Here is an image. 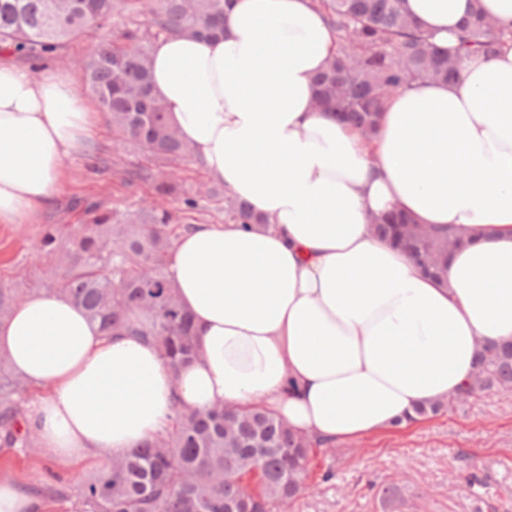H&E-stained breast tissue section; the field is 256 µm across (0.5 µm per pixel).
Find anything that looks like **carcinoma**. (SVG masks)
<instances>
[{
	"instance_id": "cac0c4a2",
	"label": "carcinoma",
	"mask_w": 512,
	"mask_h": 512,
	"mask_svg": "<svg viewBox=\"0 0 512 512\" xmlns=\"http://www.w3.org/2000/svg\"><path fill=\"white\" fill-rule=\"evenodd\" d=\"M129 0H0V48L27 57L63 51L85 30ZM230 0H158L143 25L102 37L83 61L84 85L112 124L125 149H147L162 164L193 154L177 135L152 90V35L216 38L224 31ZM336 34L337 50L316 79L315 100L366 136L377 133L389 98L412 84L449 83L463 57L490 56L512 32L474 12L439 49L412 22L404 0H314ZM238 224L266 220L224 188H207ZM87 224L45 229L40 246L56 257L44 272L45 287L82 307L100 330L151 337L174 370L196 355L189 313L181 306L167 270L174 216L157 205L122 218L92 204ZM413 219L392 211L376 218L378 234L407 251L433 275L448 255L451 225L432 226V236L404 237ZM18 293L0 289V319ZM150 325L137 328L131 314ZM26 382L0 367V447L21 452L37 443L23 406ZM512 391V344L483 342L472 376L448 399L417 409L419 419L491 392ZM321 444L294 433L260 404L227 414L215 407L190 412L173 404L170 427L144 446L96 470L75 490L73 512H276L304 489V477Z\"/></svg>"
}]
</instances>
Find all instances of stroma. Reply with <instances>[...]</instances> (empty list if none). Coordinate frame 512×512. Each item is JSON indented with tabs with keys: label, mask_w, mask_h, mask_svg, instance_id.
<instances>
[{
	"label": "stroma",
	"mask_w": 512,
	"mask_h": 512,
	"mask_svg": "<svg viewBox=\"0 0 512 512\" xmlns=\"http://www.w3.org/2000/svg\"><path fill=\"white\" fill-rule=\"evenodd\" d=\"M130 23L128 14H114L61 58L30 60L0 50V61L26 67L37 77L48 66L78 79L90 45ZM93 152L109 160L106 175L90 171ZM133 166L164 173L148 152L131 153L116 145L111 127L99 121L84 152L66 160L63 192L37 223L0 224V288L25 296L40 291L41 274L51 262L37 247L46 225L85 223L84 207L90 203L133 212L154 202L151 183H125L124 173ZM327 470L333 477L325 482L321 475ZM90 473L87 467L50 461L40 451L25 456L0 447V480L36 491L57 480L76 487ZM305 484V493L286 512H512V392L485 395L411 427L322 450ZM386 485L399 490L390 506L378 495Z\"/></svg>",
	"instance_id": "1"
}]
</instances>
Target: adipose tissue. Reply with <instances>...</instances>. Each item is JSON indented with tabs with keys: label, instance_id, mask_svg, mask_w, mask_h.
I'll list each match as a JSON object with an SVG mask.
<instances>
[{
	"label": "adipose tissue",
	"instance_id": "obj_1",
	"mask_svg": "<svg viewBox=\"0 0 512 512\" xmlns=\"http://www.w3.org/2000/svg\"><path fill=\"white\" fill-rule=\"evenodd\" d=\"M405 8L443 48L477 9L512 29V0ZM335 51L311 0H232L222 37L154 43L153 92L179 136L263 221L174 240L168 271L198 339L180 370L64 295L13 307L0 356L49 391L29 414L49 459L123 456L165 431L176 398L261 402L326 444L362 439L454 393L478 341H512V41L465 59L453 84L394 95L370 144L313 105ZM96 121L70 76L0 62V224L32 223L60 195ZM393 209L457 228L441 277L372 233Z\"/></svg>",
	"mask_w": 512,
	"mask_h": 512
}]
</instances>
